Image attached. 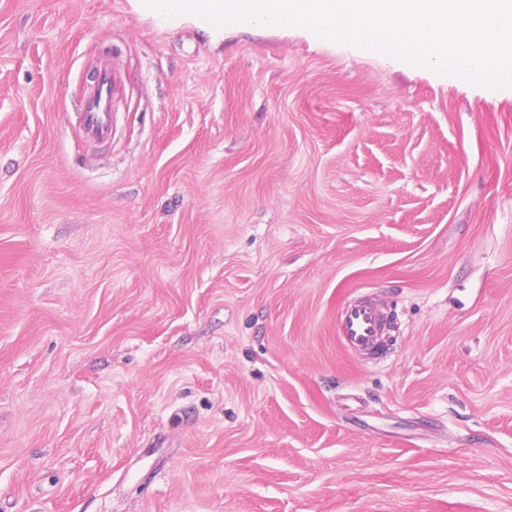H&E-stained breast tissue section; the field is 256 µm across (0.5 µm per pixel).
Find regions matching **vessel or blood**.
<instances>
[{"instance_id":"1","label":"vessel or blood","mask_w":512,"mask_h":512,"mask_svg":"<svg viewBox=\"0 0 512 512\" xmlns=\"http://www.w3.org/2000/svg\"><path fill=\"white\" fill-rule=\"evenodd\" d=\"M123 91L120 75L109 68H102L96 88L81 103V118L88 136L95 139L111 136L113 104L122 97ZM385 325L386 319L374 303L358 299L339 312L336 334L348 351L378 360L387 354L382 342Z\"/></svg>"}]
</instances>
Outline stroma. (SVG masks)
Segmentation results:
<instances>
[{
    "mask_svg": "<svg viewBox=\"0 0 512 512\" xmlns=\"http://www.w3.org/2000/svg\"><path fill=\"white\" fill-rule=\"evenodd\" d=\"M0 512H512V88L0 0ZM123 91L120 75L107 67L102 68L96 88L80 106L84 130L88 136L105 139L112 135L113 103L122 97ZM386 319L367 299H358L345 305L336 318V336L350 352L382 359L387 351L382 337Z\"/></svg>",
    "mask_w": 512,
    "mask_h": 512,
    "instance_id": "35a3bbf8",
    "label": "stroma"
}]
</instances>
